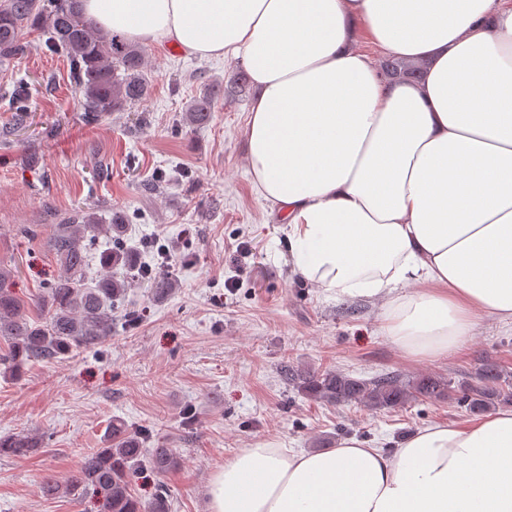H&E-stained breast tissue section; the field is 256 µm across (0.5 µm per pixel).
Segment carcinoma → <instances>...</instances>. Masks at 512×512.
<instances>
[{"mask_svg":"<svg viewBox=\"0 0 512 512\" xmlns=\"http://www.w3.org/2000/svg\"><path fill=\"white\" fill-rule=\"evenodd\" d=\"M47 32L45 47L63 53L70 75L81 93L83 119L90 124L108 112H120L140 105L150 95L147 77L148 50L123 35L102 29L81 14L79 0H0V59L9 60L27 53L26 30ZM388 79L415 76L421 67L399 59L382 62ZM250 76L243 67L223 90L210 83L186 107L183 122L202 127L212 120V112L224 95L242 96L250 90ZM12 109L18 123L29 112V85L20 79L13 90ZM126 213L116 209L77 207L60 223L52 225L48 245L60 267L58 278L40 297L42 318L29 321L23 304L6 285L12 269L0 265V339L8 352L0 357L16 372L33 360L56 359L73 350L103 344L112 336L115 304L127 289L143 282L156 294H166L177 286L166 270L153 271L140 265L138 256L124 246ZM104 239L98 254L100 275L87 277L90 245ZM281 373L304 395L331 404L354 403L370 409H391L410 399H432L451 389L449 382L433 375H421L410 383L390 373L366 380L336 371L298 374L288 366ZM477 382L465 387L462 400L473 415L488 412L497 402L512 400V384L494 363L483 364ZM108 447L87 454L77 474L65 486L45 484L48 494L65 490L68 494L89 491L103 500L104 512H171L166 488L143 502L131 490L135 468L143 461L164 473L179 465L168 448L147 451L140 439L114 422L107 435ZM41 446L35 435L0 437V454L24 456Z\"/></svg>","mask_w":512,"mask_h":512,"instance_id":"1","label":"carcinoma"}]
</instances>
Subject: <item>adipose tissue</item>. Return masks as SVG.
Masks as SVG:
<instances>
[{
    "label": "adipose tissue",
    "instance_id": "1",
    "mask_svg": "<svg viewBox=\"0 0 512 512\" xmlns=\"http://www.w3.org/2000/svg\"><path fill=\"white\" fill-rule=\"evenodd\" d=\"M141 43L233 58L257 96L246 152L295 272L382 300L411 357L512 323V0H82ZM422 79H384L358 25ZM210 512H512V407L388 450L268 442L227 462Z\"/></svg>",
    "mask_w": 512,
    "mask_h": 512
}]
</instances>
